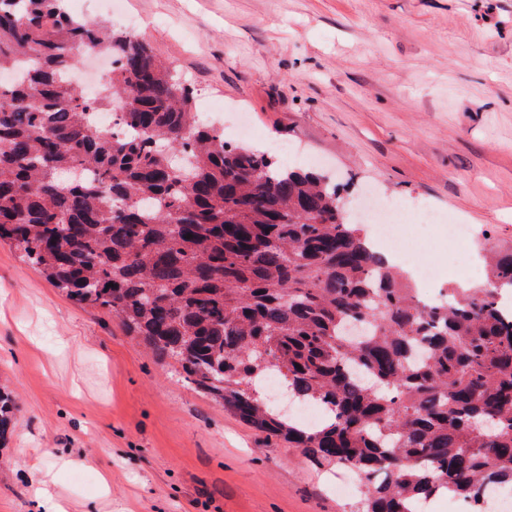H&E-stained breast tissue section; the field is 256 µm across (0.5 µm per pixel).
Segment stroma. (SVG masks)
<instances>
[{
    "mask_svg": "<svg viewBox=\"0 0 512 512\" xmlns=\"http://www.w3.org/2000/svg\"><path fill=\"white\" fill-rule=\"evenodd\" d=\"M221 125L293 144L340 185L470 225L472 264L512 246V0H122ZM0 512H350L339 471L188 387L108 311L0 242Z\"/></svg>",
    "mask_w": 512,
    "mask_h": 512,
    "instance_id": "obj_1",
    "label": "stroma"
}]
</instances>
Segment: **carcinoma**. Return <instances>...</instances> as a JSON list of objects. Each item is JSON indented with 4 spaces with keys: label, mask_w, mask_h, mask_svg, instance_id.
Segmentation results:
<instances>
[{
    "label": "carcinoma",
    "mask_w": 512,
    "mask_h": 512,
    "mask_svg": "<svg viewBox=\"0 0 512 512\" xmlns=\"http://www.w3.org/2000/svg\"><path fill=\"white\" fill-rule=\"evenodd\" d=\"M112 56L103 92L71 76ZM0 240L75 302L108 309L197 392L319 466L353 468L355 512L512 484V248L487 281L420 303L324 175L224 140L133 33L65 0H0ZM116 110L120 136L93 121ZM276 374L321 410L305 427ZM14 402L0 392V441Z\"/></svg>",
    "instance_id": "obj_1"
}]
</instances>
